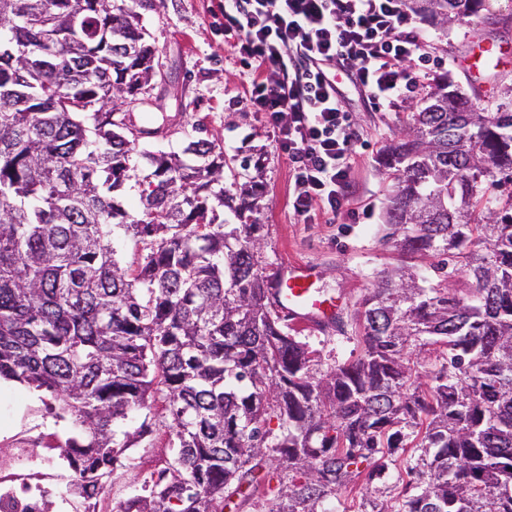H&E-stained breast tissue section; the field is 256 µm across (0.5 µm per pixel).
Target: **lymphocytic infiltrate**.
<instances>
[{
  "label": "lymphocytic infiltrate",
  "mask_w": 512,
  "mask_h": 512,
  "mask_svg": "<svg viewBox=\"0 0 512 512\" xmlns=\"http://www.w3.org/2000/svg\"><path fill=\"white\" fill-rule=\"evenodd\" d=\"M224 46L249 67L248 101L278 132L294 215L356 218L348 189L359 132L325 67L379 108L423 89L435 59L407 0H224Z\"/></svg>",
  "instance_id": "lymphocytic-infiltrate-1"
}]
</instances>
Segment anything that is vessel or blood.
Returning a JSON list of instances; mask_svg holds the SVG:
<instances>
[{
  "label": "vessel or blood",
  "mask_w": 512,
  "mask_h": 512,
  "mask_svg": "<svg viewBox=\"0 0 512 512\" xmlns=\"http://www.w3.org/2000/svg\"><path fill=\"white\" fill-rule=\"evenodd\" d=\"M272 294L276 306L296 322H329L342 310L338 298L321 295L310 267L304 264L283 267L272 280Z\"/></svg>",
  "instance_id": "b4317fda"
}]
</instances>
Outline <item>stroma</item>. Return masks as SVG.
<instances>
[{
    "label": "stroma",
    "instance_id": "35a3bbf8",
    "mask_svg": "<svg viewBox=\"0 0 512 512\" xmlns=\"http://www.w3.org/2000/svg\"><path fill=\"white\" fill-rule=\"evenodd\" d=\"M142 17L158 50V74L153 96L162 100L169 133L153 146L175 150L192 138H207L223 150L227 161L249 158L247 180L262 191L260 221L264 226L262 263L272 269L283 264L308 265L317 286L342 298V321L337 325L289 324L288 330L306 337L322 355L340 360L359 356L356 317L376 274L396 265L398 253L382 240L386 208L393 181L382 174L378 156L396 137L421 96L401 99L396 110L377 111L365 94L355 90L344 74H336L343 105L363 139L352 170L350 195L354 208L370 215L352 222L346 215L318 214L315 223L300 224L291 209V172L287 158L275 143V134L245 97L249 71L224 48V0H152ZM440 59L435 77L447 76L463 92L485 90L497 96L512 85V58L494 77L475 79L458 59L471 52L468 38L512 48V0H485L477 14L445 25L421 20ZM67 424H55L46 415L38 392L15 382L0 383V448L16 447L20 438L40 445L65 438ZM135 466L121 479L141 485L165 465L168 436L154 425L147 447L135 449Z\"/></svg>",
    "mask_w": 512,
    "mask_h": 512
}]
</instances>
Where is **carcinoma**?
Instances as JSON below:
<instances>
[{
    "label": "carcinoma",
    "mask_w": 512,
    "mask_h": 512,
    "mask_svg": "<svg viewBox=\"0 0 512 512\" xmlns=\"http://www.w3.org/2000/svg\"><path fill=\"white\" fill-rule=\"evenodd\" d=\"M418 1L444 22L483 4ZM147 36L126 0H0V381L71 425L57 510L99 512L160 398L166 466L110 512H340L364 472L358 512H512V101L439 81L385 145L403 260L363 299L362 354L328 363L269 300L253 186L224 189L208 139L140 149L114 118L156 75Z\"/></svg>",
    "instance_id": "carcinoma-1"
}]
</instances>
